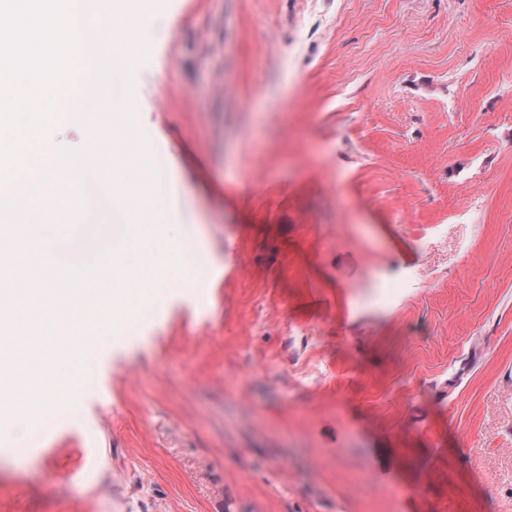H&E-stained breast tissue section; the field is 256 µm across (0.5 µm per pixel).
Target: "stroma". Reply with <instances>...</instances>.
Masks as SVG:
<instances>
[{
  "instance_id": "35a3bbf8",
  "label": "stroma",
  "mask_w": 512,
  "mask_h": 512,
  "mask_svg": "<svg viewBox=\"0 0 512 512\" xmlns=\"http://www.w3.org/2000/svg\"><path fill=\"white\" fill-rule=\"evenodd\" d=\"M134 120L189 274L0 445V512H512V0H171Z\"/></svg>"
}]
</instances>
